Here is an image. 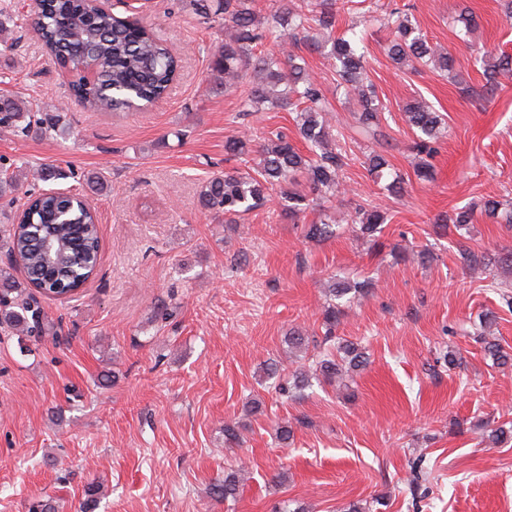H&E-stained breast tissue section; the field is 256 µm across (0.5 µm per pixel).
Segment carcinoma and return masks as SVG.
Returning a JSON list of instances; mask_svg holds the SVG:
<instances>
[{
	"label": "carcinoma",
	"instance_id": "1",
	"mask_svg": "<svg viewBox=\"0 0 512 512\" xmlns=\"http://www.w3.org/2000/svg\"><path fill=\"white\" fill-rule=\"evenodd\" d=\"M255 0H218L213 7L208 0H194L192 9L208 23L224 25L225 40L213 53L209 63L211 75L224 90L236 89L247 83L241 98L242 111L259 112L264 108L287 106L295 112V128L307 150L301 151L288 134L270 133L260 145V161L254 170L235 168L208 179L201 187V206L228 224L241 215L261 208L272 192L280 189L283 210L293 216L311 205H323L340 190V171L346 165V150L341 134H333L322 113L328 111L318 84L293 54L268 49L259 53L255 48L263 38L261 21L254 10ZM334 3L319 0L303 11L281 0L274 14L279 35L294 40L312 27L323 31L322 39L313 40L316 48L330 46L336 61L337 85L351 88L357 97L354 114L355 132L363 140L383 144L386 134L382 127L385 105L375 87L365 85L360 75L367 58L363 37L352 33L333 36ZM394 36L387 46L389 58L398 65L433 66L441 71L455 70V60L449 53L436 54L416 22L408 15L394 20ZM19 27L32 30L46 55L56 66L76 71L94 66L97 82L87 90L81 84L72 85V96L83 106L100 112L119 114L137 107L146 108L164 98L177 81L180 63L154 31L128 17L105 11L93 0H37L35 9L21 18ZM483 74L492 81L498 74L512 71V54L487 51L481 57ZM68 113L34 112L12 98H0V128L27 132L31 127L58 130L68 126ZM404 117L415 135L413 148L430 156L444 134V123L431 106L414 101L404 106ZM368 173L376 180L390 179L387 189L397 194L401 177L382 151L372 150L366 158ZM302 173L308 183V193L288 190L293 175ZM502 203L487 198L480 207L468 206L453 213L449 221L459 232L468 230L480 213L488 218L502 219L512 224V210L501 211ZM385 214L369 203L355 208L352 223L359 233L379 245L385 224ZM0 248L19 262L0 268V327L21 333L46 332L52 327L35 319V301L25 296V290L14 280L12 270L20 266L29 286L44 289L54 297H71L82 288L84 280L94 274L99 259L100 237L98 218L94 210L78 204L68 193H39L28 196L23 209L16 215L8 233L0 237ZM371 283L367 280H332L329 286L333 300L351 301L364 296ZM339 309L334 303L323 311L325 338L334 337ZM368 362L365 348L345 340L338 344L336 354H327L308 366H300L287 376L280 367L266 365L268 379H276L275 389L286 398L311 386V381L332 383L347 369H363ZM243 466H237L224 479L210 486V494L219 500H234L239 494Z\"/></svg>",
	"mask_w": 512,
	"mask_h": 512
}]
</instances>
